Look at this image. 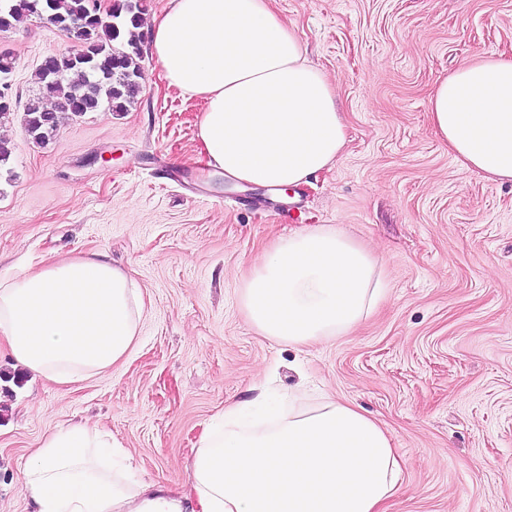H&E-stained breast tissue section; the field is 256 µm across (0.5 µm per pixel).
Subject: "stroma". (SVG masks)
Here are the masks:
<instances>
[{
  "mask_svg": "<svg viewBox=\"0 0 512 512\" xmlns=\"http://www.w3.org/2000/svg\"><path fill=\"white\" fill-rule=\"evenodd\" d=\"M308 62L334 84L348 129L336 166L293 202L233 184L199 155L197 100L143 52L124 112L67 120L47 146L22 111L0 121V275L102 251L146 299L132 355L62 389L0 355V512H29L21 463L49 428L87 420L175 491L211 418L258 386L361 407L403 478L385 512H512V184L462 168L433 132L434 84L477 52L512 53V0H274ZM12 91L72 44L44 20L0 32ZM325 224L379 259L387 294L344 336H261L241 277L277 239Z\"/></svg>",
  "mask_w": 512,
  "mask_h": 512,
  "instance_id": "1",
  "label": "stroma"
}]
</instances>
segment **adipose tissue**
Here are the masks:
<instances>
[{
  "mask_svg": "<svg viewBox=\"0 0 512 512\" xmlns=\"http://www.w3.org/2000/svg\"><path fill=\"white\" fill-rule=\"evenodd\" d=\"M150 47L168 86L202 101L200 155L231 182L282 196L342 154L335 88L272 0H168ZM428 111L463 168L512 183V54L474 56L437 83ZM383 294L377 259L326 226L279 238L241 286L253 327L296 346L349 333ZM145 311L135 278L101 253L0 277V343L16 366L59 385L125 361ZM304 393L226 405L200 440L187 493L133 478L122 445L79 420L23 463L24 494L33 512H380L402 475L385 430L329 397L299 407Z\"/></svg>",
  "mask_w": 512,
  "mask_h": 512,
  "instance_id": "ef3b65f1",
  "label": "adipose tissue"
}]
</instances>
